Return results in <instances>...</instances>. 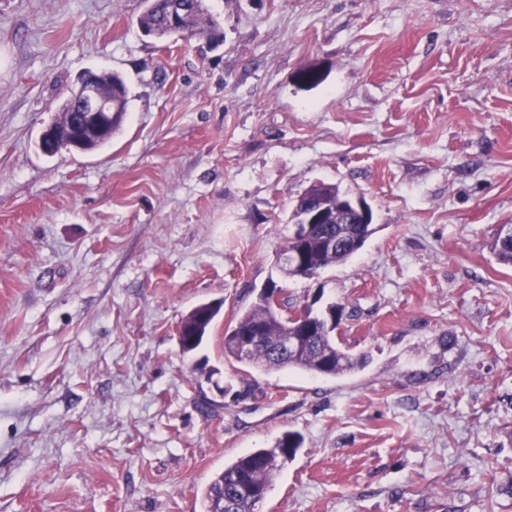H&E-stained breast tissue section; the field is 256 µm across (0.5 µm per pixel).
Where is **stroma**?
<instances>
[{"instance_id": "stroma-1", "label": "stroma", "mask_w": 512, "mask_h": 512, "mask_svg": "<svg viewBox=\"0 0 512 512\" xmlns=\"http://www.w3.org/2000/svg\"><path fill=\"white\" fill-rule=\"evenodd\" d=\"M206 6L216 47L145 35L143 0H0V512H203L225 464L289 431L263 512H512V267L490 249L512 224V0ZM87 70L124 78L121 130L43 155ZM319 181L373 232L284 277ZM271 281L335 307L367 366L226 359ZM307 250L309 254L310 268L313 274H317V272L330 265L344 262L356 254L351 248L346 247L345 245L340 248H336L333 252H330L320 245V238H315L310 241L307 246ZM222 302H209L197 305L182 319L186 338L190 343L182 349L184 353L197 350L208 337L214 321L220 314Z\"/></svg>"}]
</instances>
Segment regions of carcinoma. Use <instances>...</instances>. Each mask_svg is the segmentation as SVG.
I'll return each mask as SVG.
<instances>
[{"label":"carcinoma","mask_w":512,"mask_h":512,"mask_svg":"<svg viewBox=\"0 0 512 512\" xmlns=\"http://www.w3.org/2000/svg\"><path fill=\"white\" fill-rule=\"evenodd\" d=\"M187 12L188 37L212 36L215 21L208 13L205 0H182ZM172 0H153L152 5L140 17L142 30L167 38L166 21ZM101 82L112 88V101L119 104L114 113L112 125L100 136L89 138L96 143L104 137H112L119 130L125 112H127V87L124 80L117 74L99 75ZM306 194L334 208L340 193L335 187L317 184L306 191ZM507 229H500L491 243V251L496 259L512 266V239L506 236ZM309 263L312 273L346 261L355 252L349 247L341 246L331 252L320 245L315 238L307 246ZM223 303H203L182 319L187 338L190 343L183 352L197 350L208 337L214 321L220 314ZM291 306L287 298H282V306L274 309L268 304L257 300L248 309L237 313L234 322L242 327L259 324L263 327L262 344L248 352L241 347L237 333L224 330V357L253 368L263 370L297 369L323 376H344L363 366L365 357H356L342 348L333 336L336 327H328L318 323L316 334L305 338L299 350L286 346L287 340L300 334V327L289 314ZM301 439L298 434L288 432L277 440L272 448H261L245 456H241L224 466V470L216 475L203 494L204 512H255V491H269L277 473L285 462L300 448Z\"/></svg>","instance_id":"1"}]
</instances>
